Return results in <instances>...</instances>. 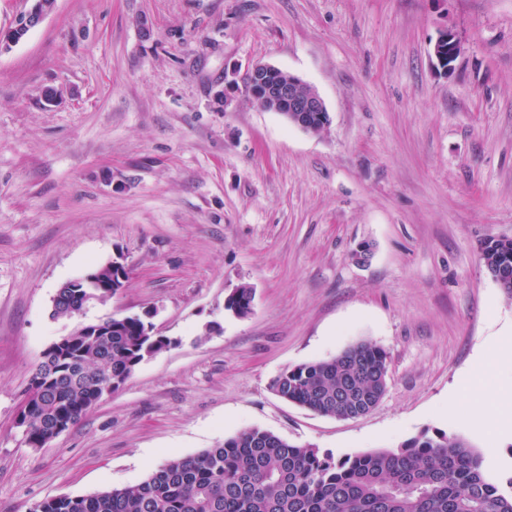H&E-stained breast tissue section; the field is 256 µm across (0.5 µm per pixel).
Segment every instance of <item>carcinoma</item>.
Here are the masks:
<instances>
[{"label":"carcinoma","instance_id":"obj_1","mask_svg":"<svg viewBox=\"0 0 512 512\" xmlns=\"http://www.w3.org/2000/svg\"><path fill=\"white\" fill-rule=\"evenodd\" d=\"M482 258L491 277L512 293V239L489 237ZM253 290H234L225 310L251 311ZM78 288H60L52 316L86 310ZM146 317H114L103 333L77 328L48 351L26 390V443L39 448L57 424H76L108 389H118L147 357L171 348L148 336ZM387 354L368 342L336 356L282 371L272 382L280 398L321 416L351 419L386 390ZM29 512H512L507 494L466 440L423 433L397 449L337 456L250 429L214 448L173 457L133 487L57 496Z\"/></svg>","mask_w":512,"mask_h":512}]
</instances>
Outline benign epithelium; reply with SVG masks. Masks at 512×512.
<instances>
[{"label":"benign epithelium","mask_w":512,"mask_h":512,"mask_svg":"<svg viewBox=\"0 0 512 512\" xmlns=\"http://www.w3.org/2000/svg\"><path fill=\"white\" fill-rule=\"evenodd\" d=\"M32 2V7L19 18L15 27L11 29L10 35L0 40L1 45L6 47L19 41L27 32L39 25L53 9L46 0H32ZM460 52V45L455 35L447 30L443 31L433 47L436 66L445 73L453 70ZM276 71L278 68L272 65H254L247 70L248 75L264 83L262 99L264 108L284 115L304 130L318 132L324 129L329 118L318 93L292 74L272 82L267 81V78L275 75ZM74 284L92 289L89 296L97 303L101 302V296L95 292V289L112 287V284L102 283L97 277L88 273L79 276Z\"/></svg>","instance_id":"1"}]
</instances>
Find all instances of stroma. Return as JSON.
<instances>
[{"instance_id":"stroma-1","label":"stroma","mask_w":512,"mask_h":512,"mask_svg":"<svg viewBox=\"0 0 512 512\" xmlns=\"http://www.w3.org/2000/svg\"><path fill=\"white\" fill-rule=\"evenodd\" d=\"M255 63L313 87L325 129L257 106ZM493 236L512 238V0H56L0 51V512L137 485L250 428L338 455L440 430L512 476V442L487 450L464 420L512 330ZM116 257L118 294L52 318L62 284ZM242 285L239 318L224 301ZM145 312L174 346L28 447L15 416L42 352ZM361 341L388 356L367 415L272 391ZM446 52L448 65L446 63ZM461 52L460 45L457 42L455 35L448 30H444L434 43L433 55L436 61V66L443 72L452 71L454 63L459 57ZM233 292L234 296L228 300L227 305L224 304L225 310L239 317L247 315L251 311V303L253 300L252 288L241 286L236 288Z\"/></svg>"}]
</instances>
